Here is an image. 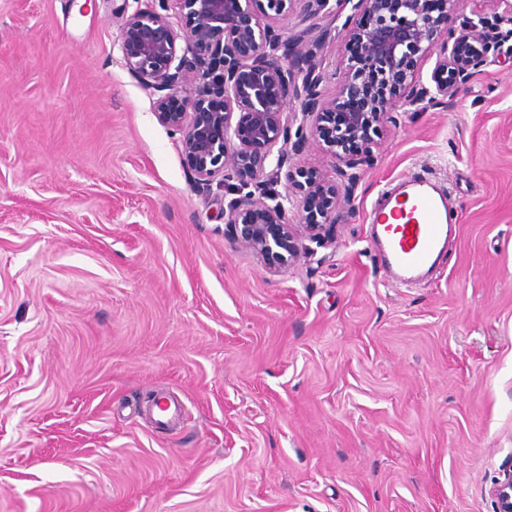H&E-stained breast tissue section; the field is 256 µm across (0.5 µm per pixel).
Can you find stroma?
I'll return each mask as SVG.
<instances>
[{
	"instance_id": "1",
	"label": "stroma",
	"mask_w": 512,
	"mask_h": 512,
	"mask_svg": "<svg viewBox=\"0 0 512 512\" xmlns=\"http://www.w3.org/2000/svg\"><path fill=\"white\" fill-rule=\"evenodd\" d=\"M123 0H0V512H495L512 464V38L397 113L336 242L271 272L121 64ZM458 208L396 287L368 216ZM176 393L159 433L140 408ZM390 218L403 222L389 223ZM369 221L378 260L399 287L431 275L459 229L456 204L421 174L404 176L386 190Z\"/></svg>"
}]
</instances>
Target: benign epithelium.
<instances>
[{
    "label": "benign epithelium",
    "mask_w": 512,
    "mask_h": 512,
    "mask_svg": "<svg viewBox=\"0 0 512 512\" xmlns=\"http://www.w3.org/2000/svg\"><path fill=\"white\" fill-rule=\"evenodd\" d=\"M134 2L121 17L122 66L152 96L157 120L178 135L196 186L235 194L218 216L276 271L309 252L305 240L335 243L360 171L372 165L394 113L457 96L502 41L501 24H512V0H493L503 13L475 19L463 0ZM348 5L353 14L328 96L319 41L307 28L285 38L276 23L299 6L336 19ZM435 50L430 88L417 66ZM310 139L331 158L338 183L292 165ZM282 180L283 194L274 188ZM491 494L497 512H512V467Z\"/></svg>",
    "instance_id": "1"
}]
</instances>
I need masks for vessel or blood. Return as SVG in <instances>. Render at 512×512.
Returning <instances> with one entry per match:
<instances>
[{"mask_svg": "<svg viewBox=\"0 0 512 512\" xmlns=\"http://www.w3.org/2000/svg\"><path fill=\"white\" fill-rule=\"evenodd\" d=\"M369 221L377 257L399 287L431 275L459 229L455 203L421 174L404 176L386 190Z\"/></svg>", "mask_w": 512, "mask_h": 512, "instance_id": "vessel-or-blood-1", "label": "vessel or blood"}]
</instances>
